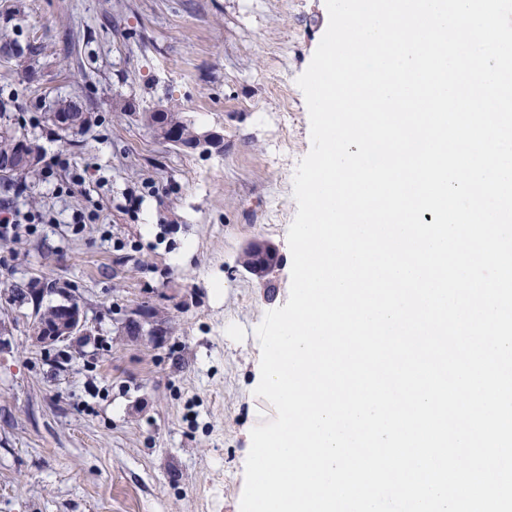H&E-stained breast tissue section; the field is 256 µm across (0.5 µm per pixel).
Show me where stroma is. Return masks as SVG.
<instances>
[{"label":"stroma","instance_id":"35a3bbf8","mask_svg":"<svg viewBox=\"0 0 512 512\" xmlns=\"http://www.w3.org/2000/svg\"><path fill=\"white\" fill-rule=\"evenodd\" d=\"M328 23L324 0H0V103L68 162L18 201L44 223L0 238V512H240L250 432L276 415L254 394L255 329L290 292L297 79ZM27 43L31 68L10 53ZM65 102L87 122L61 138ZM155 106L223 151L158 137ZM253 242L278 250L269 281L240 264ZM70 298L91 339L32 343L37 306Z\"/></svg>","mask_w":512,"mask_h":512}]
</instances>
